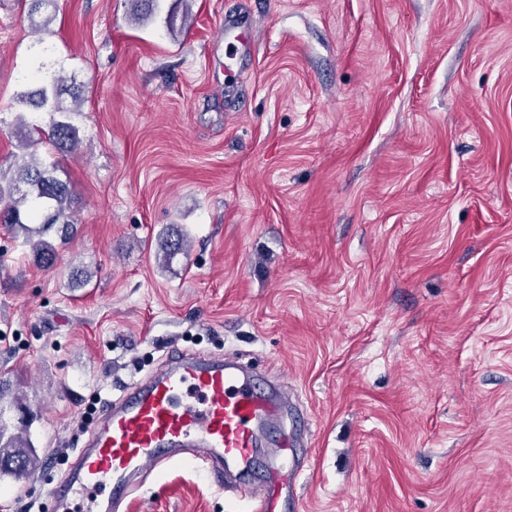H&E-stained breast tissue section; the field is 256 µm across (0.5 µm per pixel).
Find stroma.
<instances>
[{
  "label": "stroma",
  "mask_w": 512,
  "mask_h": 512,
  "mask_svg": "<svg viewBox=\"0 0 512 512\" xmlns=\"http://www.w3.org/2000/svg\"><path fill=\"white\" fill-rule=\"evenodd\" d=\"M43 60L83 99L74 232L44 269L0 228L1 416L39 459L0 512H53L83 413L174 350L288 389V512H512V0H58L44 35L0 0V167ZM251 508L177 461L122 512Z\"/></svg>",
  "instance_id": "1"
}]
</instances>
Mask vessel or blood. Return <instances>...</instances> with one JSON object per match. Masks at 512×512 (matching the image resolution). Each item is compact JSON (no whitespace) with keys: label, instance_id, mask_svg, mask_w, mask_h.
<instances>
[{"label":"vessel or blood","instance_id":"b4317fda","mask_svg":"<svg viewBox=\"0 0 512 512\" xmlns=\"http://www.w3.org/2000/svg\"><path fill=\"white\" fill-rule=\"evenodd\" d=\"M288 404L286 390L264 391L257 373L224 358L174 357L136 383L121 405L106 409L56 488L53 508L115 512L141 474L179 456L201 460L217 486L231 475L247 488L256 469L254 450L267 425L287 417ZM287 449L284 441L267 447L254 512H285L296 475Z\"/></svg>","mask_w":512,"mask_h":512}]
</instances>
